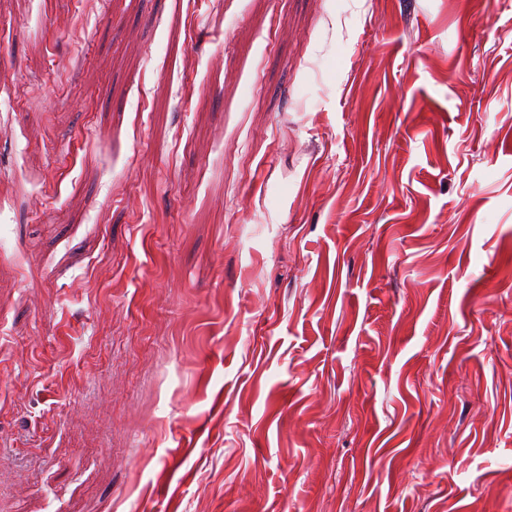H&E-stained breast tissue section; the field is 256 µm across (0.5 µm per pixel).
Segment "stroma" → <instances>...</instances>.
Returning <instances> with one entry per match:
<instances>
[{
  "label": "stroma",
  "mask_w": 512,
  "mask_h": 512,
  "mask_svg": "<svg viewBox=\"0 0 512 512\" xmlns=\"http://www.w3.org/2000/svg\"><path fill=\"white\" fill-rule=\"evenodd\" d=\"M0 512H512V0H0Z\"/></svg>",
  "instance_id": "stroma-1"
}]
</instances>
